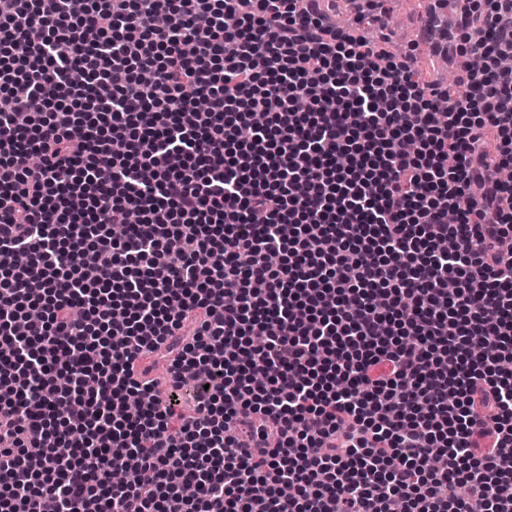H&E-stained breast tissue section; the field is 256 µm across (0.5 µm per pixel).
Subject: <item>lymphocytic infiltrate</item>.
I'll list each match as a JSON object with an SVG mask.
<instances>
[{
  "instance_id": "obj_1",
  "label": "lymphocytic infiltrate",
  "mask_w": 512,
  "mask_h": 512,
  "mask_svg": "<svg viewBox=\"0 0 512 512\" xmlns=\"http://www.w3.org/2000/svg\"><path fill=\"white\" fill-rule=\"evenodd\" d=\"M326 2L0 0V512H512V0ZM420 1L421 0H398L392 4L393 11L390 13L388 22L393 41L386 40V42L383 43L389 51H392V43L405 42V45H407L412 42L410 39L417 32L415 20L422 11V2Z\"/></svg>"
}]
</instances>
